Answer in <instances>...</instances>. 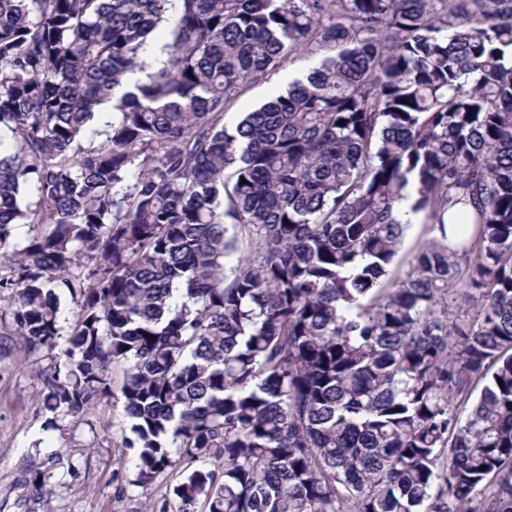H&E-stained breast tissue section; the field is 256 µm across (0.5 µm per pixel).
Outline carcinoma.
<instances>
[{"label": "carcinoma", "instance_id": "obj_1", "mask_svg": "<svg viewBox=\"0 0 512 512\" xmlns=\"http://www.w3.org/2000/svg\"><path fill=\"white\" fill-rule=\"evenodd\" d=\"M0 299L179 512H512V0H0ZM318 57V55H313L302 60L287 62L282 68L270 70L254 83L242 87L226 102L224 122L231 124L241 112H247L252 107L265 102L273 92L285 87L284 79L287 75L305 71L310 63L316 62ZM436 235L437 232L432 231L429 224H410L405 234L402 249L392 267L391 275L394 280L404 277L409 269V261L414 250ZM180 479L181 476L177 470H167L157 478L150 490V496L152 499L160 502L167 500L169 512H178L179 501L173 493V488L177 485Z\"/></svg>", "mask_w": 512, "mask_h": 512}]
</instances>
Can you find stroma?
Here are the masks:
<instances>
[{
	"label": "stroma",
	"mask_w": 512,
	"mask_h": 512,
	"mask_svg": "<svg viewBox=\"0 0 512 512\" xmlns=\"http://www.w3.org/2000/svg\"><path fill=\"white\" fill-rule=\"evenodd\" d=\"M308 65L305 59L290 62L242 87L225 104V123L265 102L286 76ZM18 358L16 349L0 347V512H144L149 498L177 512L178 471L161 474L146 494L130 485L131 471L121 464L128 433L122 366L112 367L110 391L94 407L76 418L59 417L53 428L42 409L39 379L49 359L40 353L22 365ZM39 470L51 476L46 499L29 482Z\"/></svg>",
	"instance_id": "35a3bbf8"
}]
</instances>
